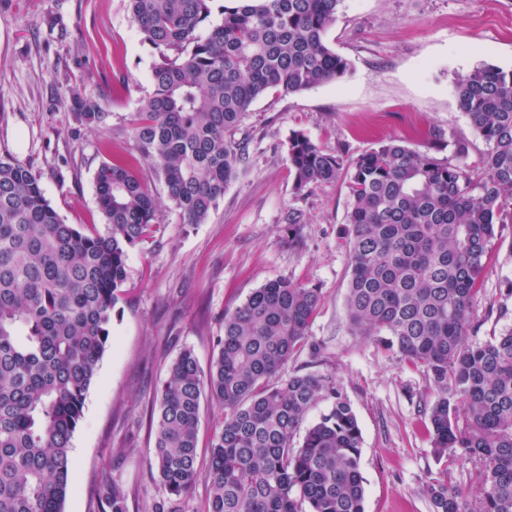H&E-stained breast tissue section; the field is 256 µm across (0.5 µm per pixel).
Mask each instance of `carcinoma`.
I'll return each instance as SVG.
<instances>
[{
    "label": "carcinoma",
    "mask_w": 512,
    "mask_h": 512,
    "mask_svg": "<svg viewBox=\"0 0 512 512\" xmlns=\"http://www.w3.org/2000/svg\"><path fill=\"white\" fill-rule=\"evenodd\" d=\"M214 2L129 0L157 55L130 123L136 160L152 166L188 224L207 221L246 162L232 135L255 100L351 69L325 40L343 0H228L202 35ZM455 92L487 146L474 180L395 139L346 160L294 131L288 155L298 191L344 177L352 333L423 369L434 454L475 470L476 506L448 478L424 488L432 512H512V331L470 339L493 241L512 223V69L482 63ZM105 118L91 105L74 113L81 126ZM430 138L468 154L451 132L434 128ZM94 183L104 223L68 224L40 174L0 158V512H63L71 439L108 347L129 251L161 223L158 199L131 161L101 162ZM321 304L319 288L269 280L224 313L207 369L188 348L169 365L150 461L168 494L201 481L197 512H365L361 430L334 378L272 382ZM204 398L224 418L202 466ZM319 399L331 401L328 413L295 441ZM125 501L120 486H104L95 512H126Z\"/></svg>",
    "instance_id": "carcinoma-1"
}]
</instances>
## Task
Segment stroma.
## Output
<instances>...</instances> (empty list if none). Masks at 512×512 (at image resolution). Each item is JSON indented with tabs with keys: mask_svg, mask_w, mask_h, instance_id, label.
<instances>
[{
	"mask_svg": "<svg viewBox=\"0 0 512 512\" xmlns=\"http://www.w3.org/2000/svg\"><path fill=\"white\" fill-rule=\"evenodd\" d=\"M328 44L350 74L297 94L269 90L234 134L248 160L202 224L183 223L171 204L153 236L129 253L125 294L71 441V489L63 512H94L105 484H117L127 512H196L204 496L168 495L149 467L150 416L171 361L192 348L208 366L225 311L268 280L319 288L323 303L283 375H332L362 432L365 512H432L427 483L461 482L479 496L473 468L435 456L422 368L352 335L345 308L350 261L342 230L343 180L297 191L288 161L291 132L325 152L353 157L377 142L453 159L429 131H452L469 145L460 166L482 168L487 147L459 111L457 78L480 63L512 69V0H343ZM156 61L127 0H0V158L32 166L46 197L69 224H99L94 173L111 155H130L124 136L151 90ZM95 104L96 127L74 114ZM297 212V233L288 230ZM475 340L512 329V224L494 241L474 303Z\"/></svg>",
	"mask_w": 512,
	"mask_h": 512,
	"instance_id": "stroma-1",
	"label": "stroma"
}]
</instances>
